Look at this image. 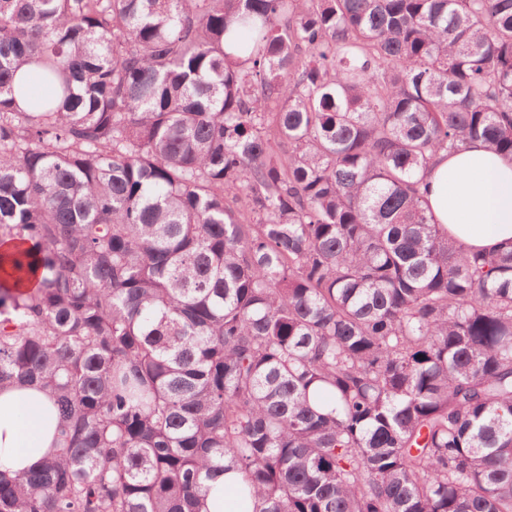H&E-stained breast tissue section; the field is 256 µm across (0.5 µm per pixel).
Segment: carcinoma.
<instances>
[{
	"instance_id": "obj_1",
	"label": "carcinoma",
	"mask_w": 512,
	"mask_h": 512,
	"mask_svg": "<svg viewBox=\"0 0 512 512\" xmlns=\"http://www.w3.org/2000/svg\"><path fill=\"white\" fill-rule=\"evenodd\" d=\"M473 140L512 0H0V388L59 410L0 512H512V247L422 206ZM213 485L207 493L201 512H251V500L243 501L240 498L229 496L225 493L224 486L243 487L245 480L240 472H228L221 476L220 480Z\"/></svg>"
}]
</instances>
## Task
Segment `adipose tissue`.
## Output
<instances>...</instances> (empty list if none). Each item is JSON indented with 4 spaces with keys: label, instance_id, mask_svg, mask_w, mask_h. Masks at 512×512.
<instances>
[{
    "label": "adipose tissue",
    "instance_id": "obj_1",
    "mask_svg": "<svg viewBox=\"0 0 512 512\" xmlns=\"http://www.w3.org/2000/svg\"><path fill=\"white\" fill-rule=\"evenodd\" d=\"M424 206L435 223L472 249L491 252L512 241V158L479 141L440 153L425 178ZM58 411L38 389L0 390V469L20 474L55 448ZM241 473L221 476L201 512H252L251 502L226 495L244 486Z\"/></svg>",
    "mask_w": 512,
    "mask_h": 512
}]
</instances>
